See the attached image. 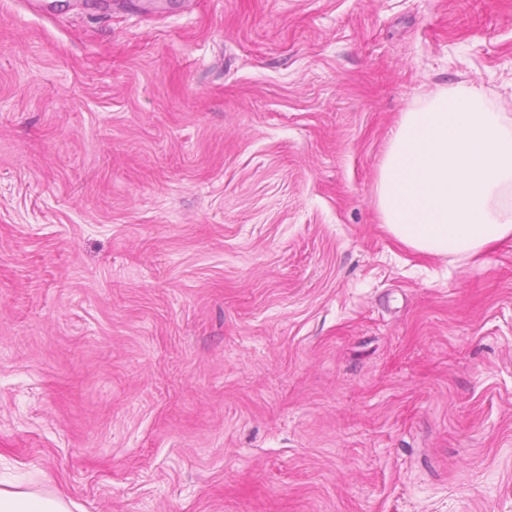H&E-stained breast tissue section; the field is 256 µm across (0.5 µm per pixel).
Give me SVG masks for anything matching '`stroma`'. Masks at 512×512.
Masks as SVG:
<instances>
[{"label": "stroma", "instance_id": "1", "mask_svg": "<svg viewBox=\"0 0 512 512\" xmlns=\"http://www.w3.org/2000/svg\"><path fill=\"white\" fill-rule=\"evenodd\" d=\"M0 0V477L77 512H512V243L395 239L402 113L512 98V0Z\"/></svg>", "mask_w": 512, "mask_h": 512}]
</instances>
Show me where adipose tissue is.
Wrapping results in <instances>:
<instances>
[{"label": "adipose tissue", "mask_w": 512, "mask_h": 512, "mask_svg": "<svg viewBox=\"0 0 512 512\" xmlns=\"http://www.w3.org/2000/svg\"><path fill=\"white\" fill-rule=\"evenodd\" d=\"M377 204L386 229L421 253L471 259L512 241V114L487 109L475 89L402 113ZM0 512H70V503L4 484Z\"/></svg>", "instance_id": "1"}]
</instances>
